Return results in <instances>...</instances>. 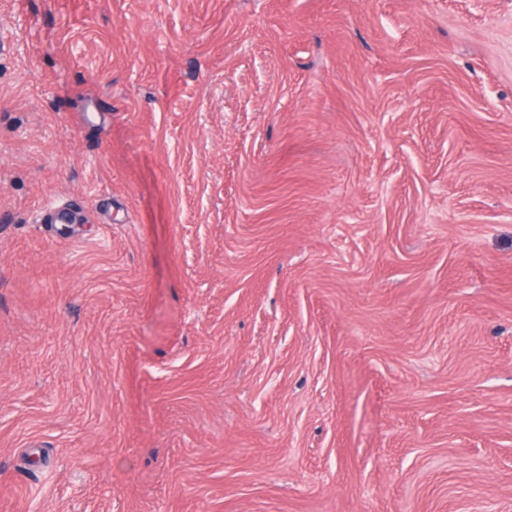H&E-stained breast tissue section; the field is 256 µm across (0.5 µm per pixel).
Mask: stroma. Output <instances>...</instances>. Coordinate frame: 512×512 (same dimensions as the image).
Here are the masks:
<instances>
[{"mask_svg": "<svg viewBox=\"0 0 512 512\" xmlns=\"http://www.w3.org/2000/svg\"><path fill=\"white\" fill-rule=\"evenodd\" d=\"M0 512H512V0H0Z\"/></svg>", "mask_w": 512, "mask_h": 512, "instance_id": "35a3bbf8", "label": "stroma"}]
</instances>
